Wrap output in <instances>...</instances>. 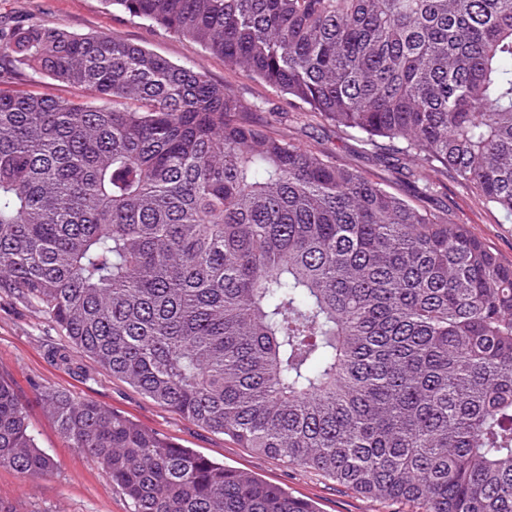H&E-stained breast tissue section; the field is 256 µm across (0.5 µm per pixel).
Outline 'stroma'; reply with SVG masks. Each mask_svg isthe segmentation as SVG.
I'll return each instance as SVG.
<instances>
[{
  "instance_id": "stroma-1",
  "label": "stroma",
  "mask_w": 512,
  "mask_h": 512,
  "mask_svg": "<svg viewBox=\"0 0 512 512\" xmlns=\"http://www.w3.org/2000/svg\"><path fill=\"white\" fill-rule=\"evenodd\" d=\"M45 24L78 35H106L141 45L173 64L205 74L213 83L233 89L269 130L287 131L300 146L328 149L338 161L434 214L467 225L504 264L512 265V218L484 201L475 189L454 175L435 176L429 193L413 180L395 174L388 161L364 151L357 137L321 117L292 118L285 95L225 64L222 56L195 41L112 8L109 0H0V28L12 30ZM62 336L55 324L13 293L0 289V375L8 377L25 405L41 448L58 463L49 477L29 479L0 467V501L17 512H130L129 503L88 453L70 447L56 420L42 405L45 389L62 391L77 400H91L193 450L285 488L314 502L318 512H386L350 489L301 469L242 448L231 438L176 414L82 357L77 364L53 360L48 350Z\"/></svg>"
}]
</instances>
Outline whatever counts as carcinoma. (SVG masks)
<instances>
[{"label":"carcinoma","instance_id":"obj_1","mask_svg":"<svg viewBox=\"0 0 512 512\" xmlns=\"http://www.w3.org/2000/svg\"><path fill=\"white\" fill-rule=\"evenodd\" d=\"M512 216V0H112ZM105 99L12 86L25 70ZM0 288L242 448L410 512H512V266L140 45L0 34ZM131 512H317L41 393ZM52 475L0 376V467Z\"/></svg>","mask_w":512,"mask_h":512}]
</instances>
